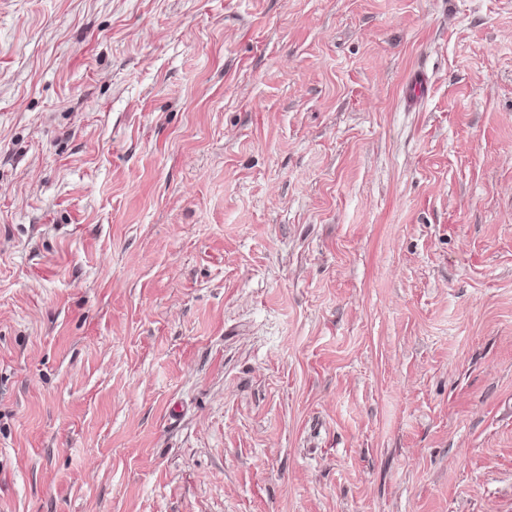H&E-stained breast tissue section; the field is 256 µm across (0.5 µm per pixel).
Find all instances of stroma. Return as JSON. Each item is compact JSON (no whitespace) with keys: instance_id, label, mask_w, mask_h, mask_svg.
Returning a JSON list of instances; mask_svg holds the SVG:
<instances>
[{"instance_id":"stroma-1","label":"stroma","mask_w":512,"mask_h":512,"mask_svg":"<svg viewBox=\"0 0 512 512\" xmlns=\"http://www.w3.org/2000/svg\"><path fill=\"white\" fill-rule=\"evenodd\" d=\"M0 512H512V0H0Z\"/></svg>"}]
</instances>
